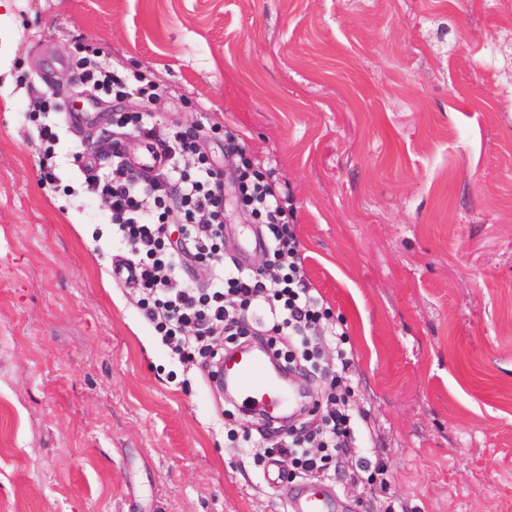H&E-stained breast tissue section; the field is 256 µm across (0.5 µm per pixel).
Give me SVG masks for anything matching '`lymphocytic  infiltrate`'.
<instances>
[{
	"label": "lymphocytic infiltrate",
	"instance_id": "f902f5d3",
	"mask_svg": "<svg viewBox=\"0 0 512 512\" xmlns=\"http://www.w3.org/2000/svg\"><path fill=\"white\" fill-rule=\"evenodd\" d=\"M79 80L91 91L110 96L116 104L113 123L127 134L156 140L165 162L149 178L133 173L116 143L97 146L96 156H107L112 165L97 174L82 166L84 191L107 203V220L128 247L121 264L127 279L139 291L138 302L162 342L183 359L208 353L209 337L231 340L251 335L244 314L263 313L267 319V346L279 337L299 345L308 372H316L318 350L314 336L330 337L338 364L326 375L322 397L328 409L324 429L315 436L293 435L271 451L288 461L298 476L325 474L349 454L356 441L357 424L344 387L352 366L346 337L333 327L305 279L303 257L294 226L273 186L265 180L244 144L232 141L236 156L235 190L242 208L261 226L264 269H255L224 255V181L208 163L196 136L176 128L157 137L149 105L157 88L146 74L123 76L102 66L91 56L77 61ZM140 102L137 110L128 109ZM193 159L194 171L175 166L174 155ZM181 227L180 241H171L169 225ZM210 268L206 286L181 280L194 264Z\"/></svg>",
	"mask_w": 512,
	"mask_h": 512
}]
</instances>
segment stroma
I'll use <instances>...</instances> for the list:
<instances>
[{
    "label": "stroma",
    "mask_w": 512,
    "mask_h": 512,
    "mask_svg": "<svg viewBox=\"0 0 512 512\" xmlns=\"http://www.w3.org/2000/svg\"><path fill=\"white\" fill-rule=\"evenodd\" d=\"M159 87L158 131L224 135L285 193L348 332L360 446L335 512H512V20L503 0H0V512H288L241 448L268 421L156 336L77 177L112 133L77 47ZM58 89L90 118L50 114ZM56 167L46 181L44 152ZM370 469H358L361 458ZM31 103V112H67V107L61 97V93L56 89L35 97Z\"/></svg>",
    "instance_id": "obj_1"
}]
</instances>
